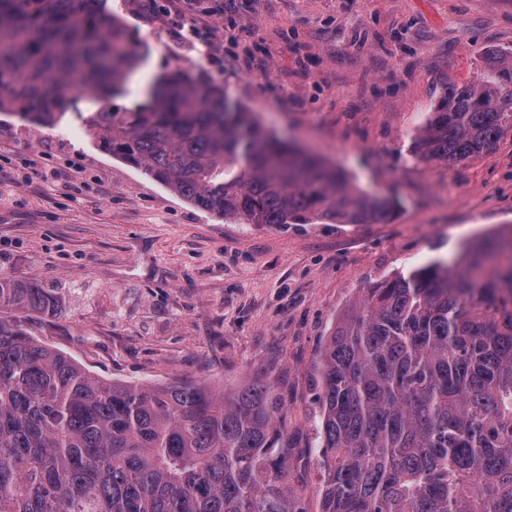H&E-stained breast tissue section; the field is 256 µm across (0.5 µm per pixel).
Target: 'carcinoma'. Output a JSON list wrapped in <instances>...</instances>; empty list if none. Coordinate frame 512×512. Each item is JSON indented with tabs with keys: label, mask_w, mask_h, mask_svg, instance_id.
I'll return each instance as SVG.
<instances>
[{
	"label": "carcinoma",
	"mask_w": 512,
	"mask_h": 512,
	"mask_svg": "<svg viewBox=\"0 0 512 512\" xmlns=\"http://www.w3.org/2000/svg\"><path fill=\"white\" fill-rule=\"evenodd\" d=\"M103 0H0V111L55 126L78 87L127 93L140 56ZM134 110L88 118L100 147L192 205L244 224H382L395 201L268 132L181 70ZM512 138V52L443 93L411 143L454 165ZM52 288L0 275V512H306L288 487L271 387L104 380L39 340ZM320 512H512V231L399 273L322 349Z\"/></svg>",
	"instance_id": "cac0c4a2"
}]
</instances>
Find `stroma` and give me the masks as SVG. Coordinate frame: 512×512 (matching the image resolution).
I'll use <instances>...</instances> for the list:
<instances>
[{
    "label": "stroma",
    "instance_id": "1",
    "mask_svg": "<svg viewBox=\"0 0 512 512\" xmlns=\"http://www.w3.org/2000/svg\"><path fill=\"white\" fill-rule=\"evenodd\" d=\"M175 35L178 0H106L142 57L116 107L185 69L224 87L284 140L317 151L371 193L395 199L384 224H238L195 207L101 150L103 107L65 97L41 127L0 112V274L57 289L38 330L93 374L142 383L189 376L281 394L288 484L319 512L313 364L337 318L369 288L464 244L512 229V140L448 167L411 140L443 88L481 79L512 51V0H223Z\"/></svg>",
    "mask_w": 512,
    "mask_h": 512
}]
</instances>
